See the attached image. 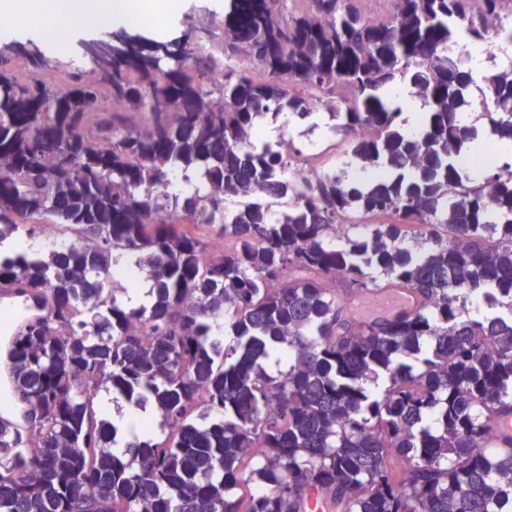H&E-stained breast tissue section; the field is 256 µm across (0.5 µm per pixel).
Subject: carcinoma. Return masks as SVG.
<instances>
[{"label": "carcinoma", "mask_w": 512, "mask_h": 512, "mask_svg": "<svg viewBox=\"0 0 512 512\" xmlns=\"http://www.w3.org/2000/svg\"><path fill=\"white\" fill-rule=\"evenodd\" d=\"M380 2L230 0L219 34L192 22L64 70L41 55L25 79L0 51V287L45 310L12 337L24 423L0 422V512H512V444L493 443L512 408V163L488 143L475 173L457 162L477 77L449 53L512 42V0ZM488 82L511 141L512 69ZM399 83L428 107L416 134L384 97ZM284 112L327 116L341 144L261 140ZM177 170L193 194L170 190ZM341 224L367 232L338 246ZM54 227L76 239L19 246ZM119 250L148 303L108 279ZM347 284L416 308L357 321ZM475 294L489 313L465 319ZM102 390L160 421L113 450Z\"/></svg>", "instance_id": "1"}]
</instances>
